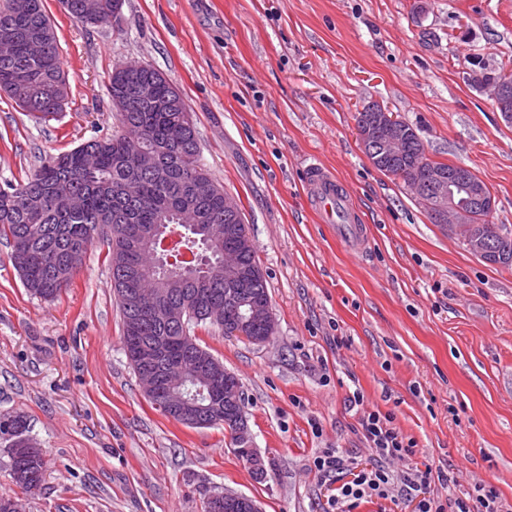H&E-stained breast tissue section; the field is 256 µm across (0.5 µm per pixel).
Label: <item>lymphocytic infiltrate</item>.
Instances as JSON below:
<instances>
[{"mask_svg": "<svg viewBox=\"0 0 512 512\" xmlns=\"http://www.w3.org/2000/svg\"><path fill=\"white\" fill-rule=\"evenodd\" d=\"M392 413L377 410L366 412L361 427L369 447L379 461V466L364 468L352 474L350 480L337 487L333 504L347 507L354 512L361 500L377 497H397L415 503V512H512V504L505 501L498 489L491 484H478L467 497L447 501L425 495L424 490L435 481L432 469L413 466L416 444L405 438L393 424ZM399 460L408 467L401 480H394L384 467L385 462Z\"/></svg>", "mask_w": 512, "mask_h": 512, "instance_id": "lymphocytic-infiltrate-1", "label": "lymphocytic infiltrate"}]
</instances>
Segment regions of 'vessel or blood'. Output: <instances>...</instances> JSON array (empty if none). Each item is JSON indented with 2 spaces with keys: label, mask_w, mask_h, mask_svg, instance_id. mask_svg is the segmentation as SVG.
Listing matches in <instances>:
<instances>
[{
  "label": "vessel or blood",
  "mask_w": 512,
  "mask_h": 512,
  "mask_svg": "<svg viewBox=\"0 0 512 512\" xmlns=\"http://www.w3.org/2000/svg\"><path fill=\"white\" fill-rule=\"evenodd\" d=\"M306 191L319 217L324 222L341 225L347 240L355 247H362L365 233L358 214L344 185L322 162L308 165Z\"/></svg>",
  "instance_id": "vessel-or-blood-1"
}]
</instances>
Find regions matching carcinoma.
I'll list each match as a JSON object with an SVG mask.
<instances>
[{
    "mask_svg": "<svg viewBox=\"0 0 512 512\" xmlns=\"http://www.w3.org/2000/svg\"><path fill=\"white\" fill-rule=\"evenodd\" d=\"M97 15L84 17L85 0H61L68 14L78 22L106 24L122 0H93ZM14 35L11 59H0V91L40 121H49L60 112L55 103L41 96L40 88L64 73L57 35L46 13L44 0H0V31ZM48 43L41 60L29 57L27 44L33 38ZM111 99L125 97L130 105L118 113L120 132L102 139H90L78 147L50 156L17 185L0 188V236L10 240V261L24 287L43 299L56 298L62 288L48 276L52 255L73 251L76 265L95 238L108 245L112 288L120 294L117 264L121 260L118 235L125 224H159L167 220V231L176 234L183 225L175 216L192 211L201 224H231L234 207L226 203L224 188L215 183L200 163L195 126L174 144L172 126L179 122L187 104L164 75L149 64L137 82L124 78L123 67L110 79ZM142 140L143 147L157 154L155 166L140 169L124 157L128 139ZM424 146L418 135L403 156L383 157L381 172L395 177L415 170ZM209 185L211 196L205 205L189 191L191 184ZM464 244L499 252L497 263L512 266V232L492 223L490 213L476 212L474 223L459 231ZM181 244L193 254L214 259V250L201 240L181 235ZM143 277L164 281L165 269L156 258L143 252L133 258ZM22 417L0 413V442L11 449V478L25 492L37 491L47 470L40 448H23L17 439L25 435Z\"/></svg>",
    "mask_w": 512,
    "mask_h": 512,
    "instance_id": "carcinoma-1",
    "label": "carcinoma"
}]
</instances>
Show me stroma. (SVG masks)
<instances>
[{
	"label": "stroma",
	"mask_w": 512,
	"mask_h": 512,
	"mask_svg": "<svg viewBox=\"0 0 512 512\" xmlns=\"http://www.w3.org/2000/svg\"><path fill=\"white\" fill-rule=\"evenodd\" d=\"M71 86L41 123L0 92V186L40 160L112 136L110 76L126 61L180 90L201 162L242 209L268 286L274 333L262 344L199 327L238 378L256 477L222 426L155 410L123 350L108 246L95 240L69 288H24L0 238V412L21 415L42 448V487L22 494L0 444V494L21 512H204L233 490L263 512H328L313 459L339 449L374 463L359 419L393 412L418 465L444 472L451 499L490 483L512 500V266L472 254L433 223L402 180L378 171L356 112L379 104L435 161L469 168L512 230V123L471 83L512 73V0H123L102 25L44 0ZM321 160L368 229L350 248L320 223L305 172ZM364 395L354 405L353 391Z\"/></svg>",
	"instance_id": "obj_1"
}]
</instances>
